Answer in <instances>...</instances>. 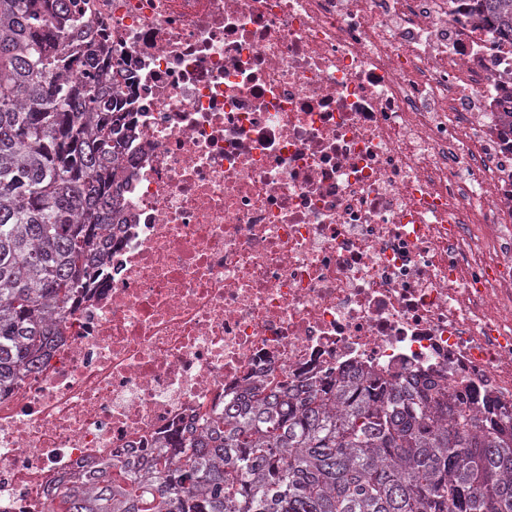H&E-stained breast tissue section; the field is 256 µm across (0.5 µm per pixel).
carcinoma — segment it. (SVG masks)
I'll return each instance as SVG.
<instances>
[{"instance_id":"cac0c4a2","label":"carcinoma","mask_w":512,"mask_h":512,"mask_svg":"<svg viewBox=\"0 0 512 512\" xmlns=\"http://www.w3.org/2000/svg\"><path fill=\"white\" fill-rule=\"evenodd\" d=\"M512 41V0H480ZM48 0H0V393L47 348L125 223L131 113L99 50ZM143 462L53 488L63 512H512V416L470 390L356 367L305 386L261 381Z\"/></svg>"}]
</instances>
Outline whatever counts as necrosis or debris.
Returning <instances> with one entry per match:
<instances>
[{
  "label": "necrosis or debris",
  "mask_w": 512,
  "mask_h": 512,
  "mask_svg": "<svg viewBox=\"0 0 512 512\" xmlns=\"http://www.w3.org/2000/svg\"><path fill=\"white\" fill-rule=\"evenodd\" d=\"M134 114L128 224L0 395V512L253 382L351 365L512 410V41L476 0H64Z\"/></svg>",
  "instance_id": "4bbe7bcc"
}]
</instances>
